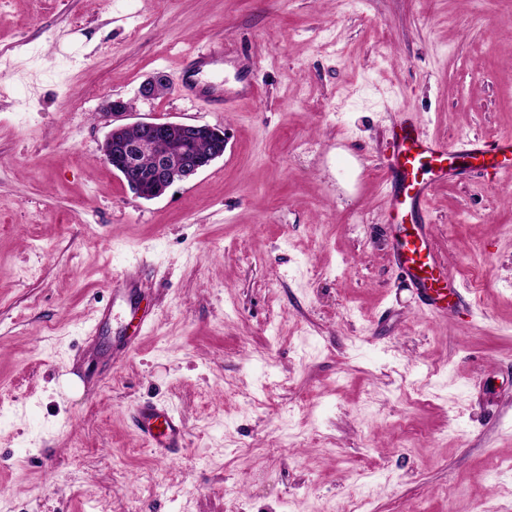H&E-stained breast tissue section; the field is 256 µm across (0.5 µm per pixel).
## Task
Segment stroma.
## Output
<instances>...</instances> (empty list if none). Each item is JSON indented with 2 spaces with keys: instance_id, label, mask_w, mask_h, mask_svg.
<instances>
[{
  "instance_id": "obj_1",
  "label": "stroma",
  "mask_w": 512,
  "mask_h": 512,
  "mask_svg": "<svg viewBox=\"0 0 512 512\" xmlns=\"http://www.w3.org/2000/svg\"><path fill=\"white\" fill-rule=\"evenodd\" d=\"M197 49L255 96L185 95ZM117 98L223 157L135 198L100 153ZM406 116L512 132V0H0V512H512V175L437 186L482 296L436 318L391 260ZM137 427L145 444L157 455L170 458L183 447L184 426L171 408L143 405L138 409Z\"/></svg>"
}]
</instances>
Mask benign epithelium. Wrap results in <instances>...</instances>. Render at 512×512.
<instances>
[{
	"label": "benign epithelium",
	"instance_id": "7a95c632",
	"mask_svg": "<svg viewBox=\"0 0 512 512\" xmlns=\"http://www.w3.org/2000/svg\"><path fill=\"white\" fill-rule=\"evenodd\" d=\"M167 86L168 77L157 74L142 84L140 93L144 97H155ZM127 111V104L120 99L108 103L106 116L114 126L101 146V154L103 161L119 173L139 198L157 199L174 183L189 179L224 156V133L206 124L140 121L135 127L141 137L131 142L126 137L128 125L118 123ZM204 139L216 141L215 149L206 155L197 151V144ZM145 154L154 159V166L149 170L142 165Z\"/></svg>",
	"mask_w": 512,
	"mask_h": 512
}]
</instances>
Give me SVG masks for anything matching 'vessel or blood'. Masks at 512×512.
I'll return each mask as SVG.
<instances>
[{"label": "vessel or blood", "instance_id": "1", "mask_svg": "<svg viewBox=\"0 0 512 512\" xmlns=\"http://www.w3.org/2000/svg\"><path fill=\"white\" fill-rule=\"evenodd\" d=\"M213 62L208 53L188 55L182 64L183 89L198 93L194 76ZM383 164L390 185L386 210L395 225L393 264L427 311L453 317L470 303L436 251L424 212L434 188L462 170L512 173V135L490 142L465 137L450 145L405 120L394 127ZM137 427L145 444L161 457H172L183 446L184 426L173 409L141 406Z\"/></svg>", "mask_w": 512, "mask_h": 512}]
</instances>
